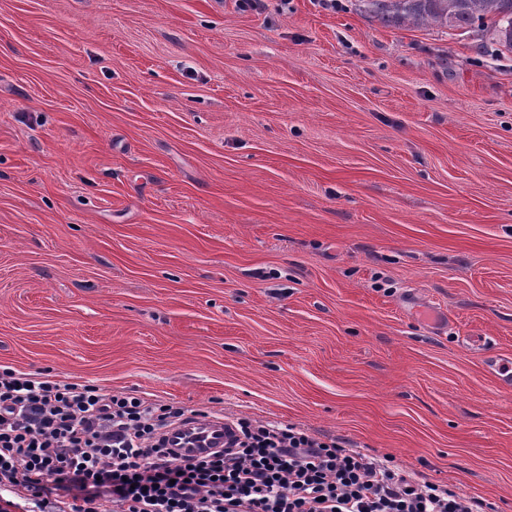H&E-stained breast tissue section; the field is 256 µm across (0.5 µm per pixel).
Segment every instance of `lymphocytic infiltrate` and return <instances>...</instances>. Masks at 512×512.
I'll list each match as a JSON object with an SVG mask.
<instances>
[{
  "instance_id": "f902f5d3",
  "label": "lymphocytic infiltrate",
  "mask_w": 512,
  "mask_h": 512,
  "mask_svg": "<svg viewBox=\"0 0 512 512\" xmlns=\"http://www.w3.org/2000/svg\"><path fill=\"white\" fill-rule=\"evenodd\" d=\"M185 412L91 383L0 371V512H483L293 425L233 419L234 447L174 456L166 431Z\"/></svg>"
}]
</instances>
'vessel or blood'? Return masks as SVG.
<instances>
[{
    "label": "vessel or blood",
    "instance_id": "vessel-or-blood-1",
    "mask_svg": "<svg viewBox=\"0 0 512 512\" xmlns=\"http://www.w3.org/2000/svg\"><path fill=\"white\" fill-rule=\"evenodd\" d=\"M232 432L223 416H190L167 432L166 446L180 456L200 455L225 448Z\"/></svg>",
    "mask_w": 512,
    "mask_h": 512
}]
</instances>
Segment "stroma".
<instances>
[{
    "label": "stroma",
    "instance_id": "35a3bbf8",
    "mask_svg": "<svg viewBox=\"0 0 512 512\" xmlns=\"http://www.w3.org/2000/svg\"><path fill=\"white\" fill-rule=\"evenodd\" d=\"M512 51L357 0H0V369L293 424L512 512Z\"/></svg>",
    "mask_w": 512,
    "mask_h": 512
}]
</instances>
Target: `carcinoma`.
<instances>
[{
    "label": "carcinoma",
    "mask_w": 512,
    "mask_h": 512,
    "mask_svg": "<svg viewBox=\"0 0 512 512\" xmlns=\"http://www.w3.org/2000/svg\"><path fill=\"white\" fill-rule=\"evenodd\" d=\"M361 10L385 25L478 29L512 50V0H359Z\"/></svg>",
    "instance_id": "carcinoma-1"
}]
</instances>
